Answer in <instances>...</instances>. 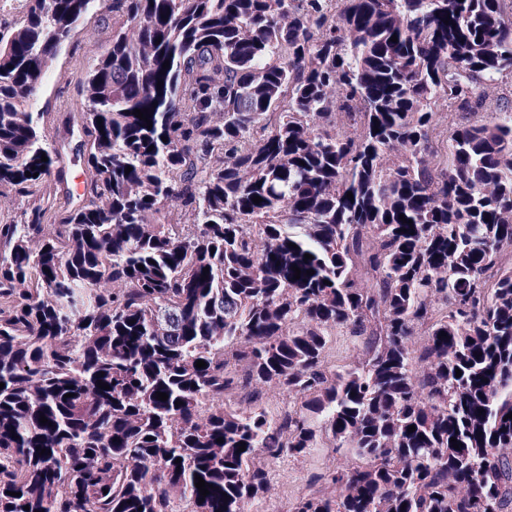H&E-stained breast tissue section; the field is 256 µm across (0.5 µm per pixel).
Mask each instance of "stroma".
<instances>
[{
	"label": "stroma",
	"mask_w": 512,
	"mask_h": 512,
	"mask_svg": "<svg viewBox=\"0 0 512 512\" xmlns=\"http://www.w3.org/2000/svg\"><path fill=\"white\" fill-rule=\"evenodd\" d=\"M122 21L119 14L102 9L88 16L69 39L53 65L38 108L44 111L45 130L50 144L56 148L57 165L63 169L66 181L51 186L55 211L68 208L70 202L84 191L87 178L86 151L77 137L68 132L66 119L82 108L81 82L93 58L90 47L106 49L112 42V31ZM349 454L327 455L321 452L300 458L284 457L269 464V486L263 497L246 502L244 512H290L310 472L325 467H348Z\"/></svg>",
	"instance_id": "1"
}]
</instances>
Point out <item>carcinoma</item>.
I'll return each mask as SVG.
<instances>
[{"label": "carcinoma", "instance_id": "1", "mask_svg": "<svg viewBox=\"0 0 512 512\" xmlns=\"http://www.w3.org/2000/svg\"><path fill=\"white\" fill-rule=\"evenodd\" d=\"M20 2L0 18V512H241L269 463L324 448L355 464L292 512H512V106L470 120L512 75V0ZM109 4L124 22L67 119L86 191L56 217L35 108ZM338 329L364 365L327 368ZM271 385L298 407L269 413Z\"/></svg>", "mask_w": 512, "mask_h": 512}]
</instances>
